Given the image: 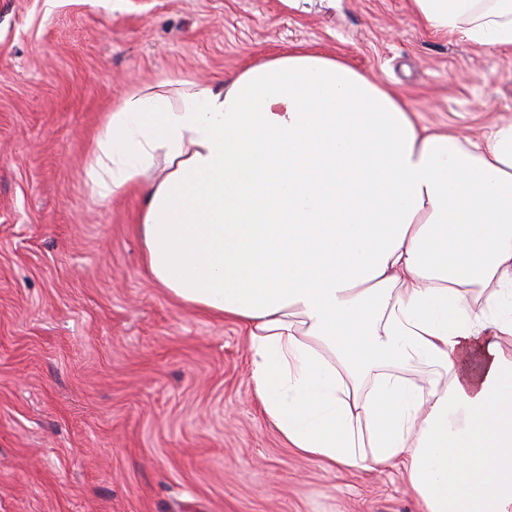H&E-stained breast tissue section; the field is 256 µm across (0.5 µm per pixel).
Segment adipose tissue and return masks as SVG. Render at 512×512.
I'll return each instance as SVG.
<instances>
[{
    "instance_id": "1",
    "label": "adipose tissue",
    "mask_w": 512,
    "mask_h": 512,
    "mask_svg": "<svg viewBox=\"0 0 512 512\" xmlns=\"http://www.w3.org/2000/svg\"><path fill=\"white\" fill-rule=\"evenodd\" d=\"M410 6L512 46V0ZM87 177L102 201L140 188L147 268L179 303L246 327L289 448L331 470L401 463L421 512H512V122L462 141L301 49L129 90Z\"/></svg>"
}]
</instances>
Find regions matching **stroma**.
<instances>
[{
    "label": "stroma",
    "mask_w": 512,
    "mask_h": 512,
    "mask_svg": "<svg viewBox=\"0 0 512 512\" xmlns=\"http://www.w3.org/2000/svg\"><path fill=\"white\" fill-rule=\"evenodd\" d=\"M345 58L420 124L512 120V49L407 0H0V512H420L402 467L325 470L259 405L244 326L151 277L138 191L86 183L132 87L275 52Z\"/></svg>",
    "instance_id": "stroma-1"
}]
</instances>
